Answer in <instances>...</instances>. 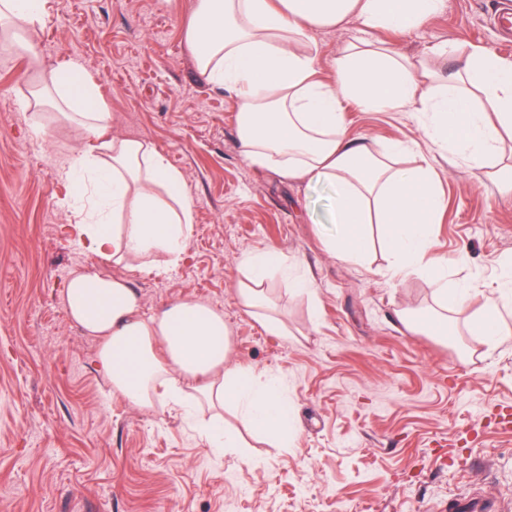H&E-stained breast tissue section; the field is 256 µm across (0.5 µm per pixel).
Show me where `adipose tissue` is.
I'll return each mask as SVG.
<instances>
[{
    "label": "adipose tissue",
    "instance_id": "ef3b65f1",
    "mask_svg": "<svg viewBox=\"0 0 512 512\" xmlns=\"http://www.w3.org/2000/svg\"><path fill=\"white\" fill-rule=\"evenodd\" d=\"M443 0H194L186 39L196 66L210 84L233 88L244 157L288 179L328 184L334 194L331 221L337 235L328 251L346 262H363L367 227L382 225L394 272L427 275L440 300L448 278L431 254V224L443 202L436 192L429 154L417 143L385 144L349 137L342 104L369 112H409L425 136L447 150L467 172L480 171L499 155L501 129L512 130V67L475 52L450 76L422 70L387 45L351 43L334 68V80L317 76L316 31L349 18L395 32L420 28ZM45 12L44 0H0V44L24 47L23 34ZM73 64L43 71L30 102L53 101L71 122L80 145L65 177H77L79 221L63 225L97 258L138 269L147 256L179 263L195 220L182 176L148 144L112 134V114L93 84ZM487 104L477 107L474 92ZM402 154L412 165L399 164ZM278 252L247 255L250 287L244 307L257 308L270 268L283 266ZM61 298L72 322L98 341L96 365L112 392L151 408L183 403L186 390L223 421L225 402L254 427L287 442V399L275 382L227 363L215 348L226 336L224 316L191 299L148 315L140 294L125 279L86 270L71 275Z\"/></svg>",
    "mask_w": 512,
    "mask_h": 512
}]
</instances>
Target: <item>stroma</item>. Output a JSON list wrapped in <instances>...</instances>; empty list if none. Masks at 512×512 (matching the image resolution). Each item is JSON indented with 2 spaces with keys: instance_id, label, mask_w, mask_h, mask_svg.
Instances as JSON below:
<instances>
[{
  "instance_id": "35a3bbf8",
  "label": "stroma",
  "mask_w": 512,
  "mask_h": 512,
  "mask_svg": "<svg viewBox=\"0 0 512 512\" xmlns=\"http://www.w3.org/2000/svg\"><path fill=\"white\" fill-rule=\"evenodd\" d=\"M494 0H444L418 30L350 19L316 31L317 69L330 80L353 38L392 44L432 67L480 49L512 64L492 24ZM194 0H46L31 36L43 66L79 64L112 113L113 132L142 140L180 171L195 221L183 260L163 272L103 265L62 235L74 223L63 177L74 128L31 132L33 66L0 50V512H448L477 496L512 512V342L469 332L486 294L501 289L512 326V194L494 176L434 153L445 206L432 254L449 285L469 290L441 306L426 276H392L379 227L366 260L333 258L326 187L292 182L246 160L236 94L205 81L185 38ZM351 136L411 140L433 151L408 112L347 106ZM281 252L267 305L287 325L272 336L238 296L243 255ZM101 267L128 279L146 313L191 298L222 312L233 363L273 377L294 410L288 445L253 430L232 403L224 424L241 446L217 453L183 408L142 410L112 396L93 365L97 342L60 301L71 273ZM307 276L302 291L290 288ZM446 312L443 341L404 327L406 313Z\"/></svg>"
}]
</instances>
